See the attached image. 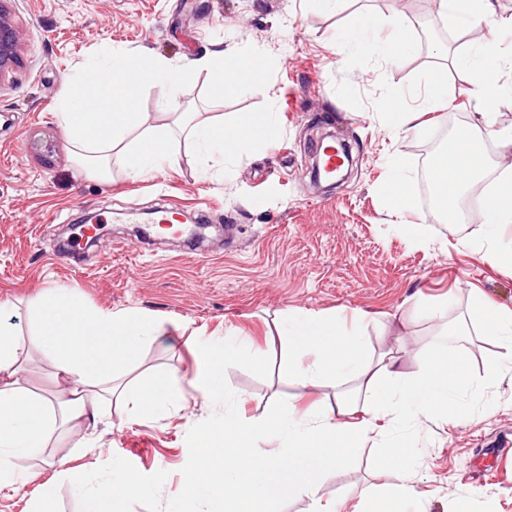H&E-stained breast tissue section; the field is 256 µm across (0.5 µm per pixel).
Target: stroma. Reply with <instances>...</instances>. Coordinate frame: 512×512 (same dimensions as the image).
Instances as JSON below:
<instances>
[{
	"instance_id": "stroma-1",
	"label": "stroma",
	"mask_w": 512,
	"mask_h": 512,
	"mask_svg": "<svg viewBox=\"0 0 512 512\" xmlns=\"http://www.w3.org/2000/svg\"><path fill=\"white\" fill-rule=\"evenodd\" d=\"M9 7L23 51L0 86V324L21 339L33 336L40 299L55 288L71 289L93 310H143L165 334L140 351L133 377L179 381L176 403L156 420L128 422L115 399L108 418L90 429L91 447H77L63 426L18 460L20 472L51 481L55 512H78L73 478L94 483L121 470L148 488L125 502V512H222L223 500L184 497L190 472L206 463L224 469L223 453H208L197 439L223 420L225 402L192 387L199 351L229 334L248 342L246 355L224 366L229 399L241 401L244 415L287 400L335 408L334 382L289 385L280 377L288 358L280 329L290 314L362 312L370 349H400L406 372L419 370L423 346L436 339L483 377L500 348L483 337L471 297L478 291L512 308V261H485L475 240L486 214L462 205L512 177V155L476 141L486 168L452 200L461 223H441L427 205L425 148L473 122L471 77L443 55L469 35L431 0H339L332 11L318 0H11ZM366 14L381 26L372 51L352 46ZM396 14L412 44L398 59L385 42ZM215 49L256 59L268 73V94L244 87L213 102L200 73L171 99L162 88L144 89L136 105L142 123L161 124L165 110L220 113L228 126L241 114L269 112L274 140L225 163L218 179L202 176L185 144L173 166L141 180L126 179L117 161L108 183L77 171L56 115L72 81L116 51L181 64ZM436 81L446 82L450 107L429 111L422 127L391 129L386 113L423 108ZM330 133L349 143L355 163L326 190L313 186L310 166ZM394 160L414 204L401 216L386 209ZM164 207L210 223L197 251L182 238H159L151 225L147 239L134 236L133 216ZM87 215L105 227L98 245L61 251ZM407 224L424 225L426 245L410 239ZM439 301L448 309L436 321L427 309ZM405 453L414 459L416 497L362 498L366 488L394 482ZM60 458L69 469L63 477L52 465ZM320 494L339 502L340 512H512V385L489 388L468 417L424 418L406 434L352 449L348 467L325 473Z\"/></svg>"
}]
</instances>
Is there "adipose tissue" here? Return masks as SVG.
<instances>
[{"label": "adipose tissue", "mask_w": 512, "mask_h": 512, "mask_svg": "<svg viewBox=\"0 0 512 512\" xmlns=\"http://www.w3.org/2000/svg\"><path fill=\"white\" fill-rule=\"evenodd\" d=\"M433 6L438 14L473 30L485 23L512 27V15L498 14L494 0H433ZM242 62V57L221 50L183 66L162 57L113 55L106 66L74 81L58 100V116L77 165L88 176L108 181L117 157L127 178L137 180L172 164L178 141L185 139L197 145L201 170L207 173L214 159H232L265 143L278 131L267 112L240 116L229 134L223 116L209 112H173L164 124L146 127L132 110L141 89L162 85L174 94L182 81L200 72L207 74L209 96L215 101L242 86L266 92V78L252 75ZM453 62L473 79L475 134L492 138L501 151L512 153V127H497L495 121L497 98L512 95V86L499 82L504 61L496 45L470 39L455 48ZM482 168L483 158L472 142L461 143L449 162L437 167L433 187L439 196H447ZM511 224L512 191L505 189L493 194L477 241L489 263L507 256L502 229ZM472 309L483 318L484 335L504 348L488 363L485 379L478 385L470 381L466 358L446 361L440 343L426 344L422 367L407 375L398 370L393 352L368 354L360 322L349 324L322 313L288 315L283 379L303 385L326 378L355 381L357 390L371 396L365 418L355 419L352 398L338 400L334 414L317 405L305 409L282 405L261 417L227 409L223 421L201 432L199 439L207 446L214 436L234 435L239 439L238 452L225 455L220 479H212L203 468L192 473L185 481L186 498L229 501L244 488L273 505L302 495L310 500L311 512H339L338 503L322 500L320 478L347 466L349 449L375 433L379 418L401 422L438 417L457 408L464 395H481L502 382L512 385V309L492 307L479 297L473 299ZM163 334L162 324L147 312H96L63 288L49 292L39 330L29 342L0 326V487L19 484L16 461L43 448L52 430L98 423L104 404L112 398L129 406L133 423L165 414L176 399L174 378L115 386L119 363L133 361L146 344ZM245 349L244 341L236 337L225 338L221 348L204 349L194 386L209 396H223L224 364ZM32 352L52 363L55 379L63 386L54 407L33 399L22 386L21 361ZM272 435L280 441L282 453L253 454V447ZM312 440L325 441V449H308ZM73 490L79 512H122L124 500L141 495L143 485L118 473L93 487L74 482Z\"/></svg>", "instance_id": "adipose-tissue-1"}]
</instances>
